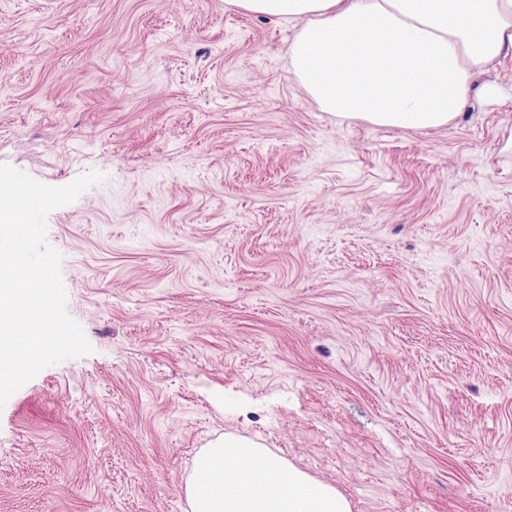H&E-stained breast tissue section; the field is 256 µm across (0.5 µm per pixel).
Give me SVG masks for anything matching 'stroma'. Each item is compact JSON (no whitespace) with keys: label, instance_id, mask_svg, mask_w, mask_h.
<instances>
[{"label":"stroma","instance_id":"obj_1","mask_svg":"<svg viewBox=\"0 0 512 512\" xmlns=\"http://www.w3.org/2000/svg\"><path fill=\"white\" fill-rule=\"evenodd\" d=\"M224 0H0V165L89 353L0 406V512H184L259 442L353 512H512V58L452 126L338 123Z\"/></svg>","mask_w":512,"mask_h":512}]
</instances>
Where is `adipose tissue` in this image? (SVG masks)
<instances>
[{"label":"adipose tissue","instance_id":"ef3b65f1","mask_svg":"<svg viewBox=\"0 0 512 512\" xmlns=\"http://www.w3.org/2000/svg\"><path fill=\"white\" fill-rule=\"evenodd\" d=\"M293 27L288 71L340 122L408 130L455 123L496 100L475 78L512 57V0H224ZM188 512H352L333 485L261 444L220 439L186 479Z\"/></svg>","mask_w":512,"mask_h":512}]
</instances>
